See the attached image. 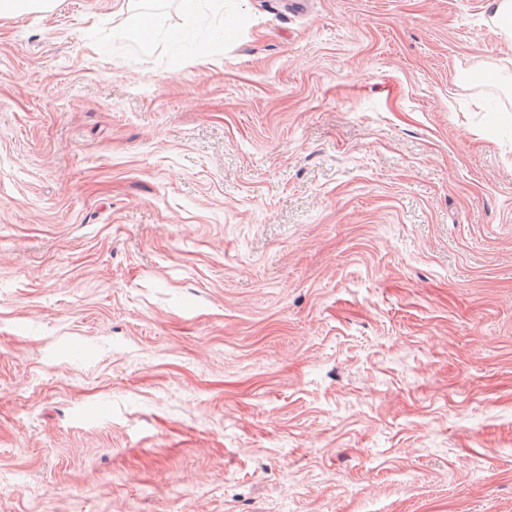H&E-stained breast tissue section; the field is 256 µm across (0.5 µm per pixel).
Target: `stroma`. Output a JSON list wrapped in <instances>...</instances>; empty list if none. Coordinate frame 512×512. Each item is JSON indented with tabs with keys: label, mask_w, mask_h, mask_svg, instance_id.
Masks as SVG:
<instances>
[{
	"label": "stroma",
	"mask_w": 512,
	"mask_h": 512,
	"mask_svg": "<svg viewBox=\"0 0 512 512\" xmlns=\"http://www.w3.org/2000/svg\"><path fill=\"white\" fill-rule=\"evenodd\" d=\"M0 18V512H512V75L488 0ZM122 14L121 31L134 36L140 45L148 47L158 39L161 31L153 15L130 9Z\"/></svg>",
	"instance_id": "1"
}]
</instances>
